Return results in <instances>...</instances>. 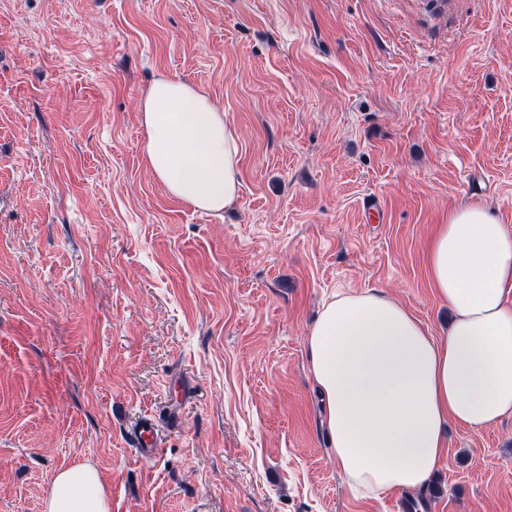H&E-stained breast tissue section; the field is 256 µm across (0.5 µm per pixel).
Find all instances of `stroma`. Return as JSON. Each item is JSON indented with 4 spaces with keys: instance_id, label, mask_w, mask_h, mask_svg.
<instances>
[{
    "instance_id": "35a3bbf8",
    "label": "stroma",
    "mask_w": 512,
    "mask_h": 512,
    "mask_svg": "<svg viewBox=\"0 0 512 512\" xmlns=\"http://www.w3.org/2000/svg\"><path fill=\"white\" fill-rule=\"evenodd\" d=\"M161 77L236 130L230 209L148 167ZM470 205L512 228V0H0V512L80 462L112 512H402L343 484L307 335L378 288L443 336L425 250ZM447 440L416 503L512 512V415ZM134 445L141 457L151 455L157 446V430L150 420L142 421L134 431Z\"/></svg>"
}]
</instances>
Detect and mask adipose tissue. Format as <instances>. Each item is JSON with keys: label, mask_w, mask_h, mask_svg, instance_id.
<instances>
[{"label": "adipose tissue", "mask_w": 512, "mask_h": 512, "mask_svg": "<svg viewBox=\"0 0 512 512\" xmlns=\"http://www.w3.org/2000/svg\"><path fill=\"white\" fill-rule=\"evenodd\" d=\"M140 117L146 162L172 197L207 213L236 203L241 147L224 113L190 83L162 78ZM426 263L454 314L444 337L373 288L332 294L308 335L336 469L367 497L418 494L447 457L448 421L480 429L512 414V229L483 207L457 208ZM41 508L112 512L109 485L92 464L64 467Z\"/></svg>", "instance_id": "1"}]
</instances>
